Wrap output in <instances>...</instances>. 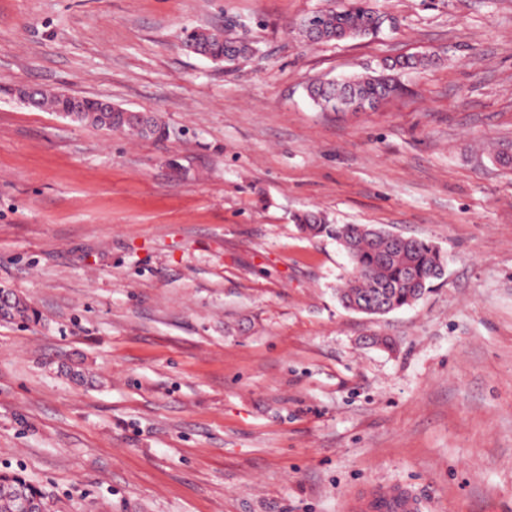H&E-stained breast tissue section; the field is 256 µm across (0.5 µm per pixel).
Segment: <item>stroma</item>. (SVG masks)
Wrapping results in <instances>:
<instances>
[{
    "instance_id": "35a3bbf8",
    "label": "stroma",
    "mask_w": 512,
    "mask_h": 512,
    "mask_svg": "<svg viewBox=\"0 0 512 512\" xmlns=\"http://www.w3.org/2000/svg\"><path fill=\"white\" fill-rule=\"evenodd\" d=\"M345 0H0V473L54 512H512V0H372L373 37L311 44ZM256 54L183 46L220 27ZM398 56L402 95L317 108L307 85ZM30 84L155 113L167 138L81 127ZM433 241L444 280L344 308L342 247L295 224ZM393 350L363 344L369 333ZM47 90L45 87L37 86V87H26L20 88L17 90L18 98L23 101L25 104L33 107L36 102L41 101V96ZM60 94L55 98L47 99L45 98L41 101V109H51L54 112L62 103L61 99L65 97L63 92L59 91ZM36 312L25 299L19 295L0 291V320L20 319L22 321L34 320ZM351 508L354 512H415L418 505L402 488L373 486L359 493Z\"/></svg>"
}]
</instances>
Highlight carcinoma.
I'll return each instance as SVG.
<instances>
[{
    "instance_id": "1",
    "label": "carcinoma",
    "mask_w": 512,
    "mask_h": 512,
    "mask_svg": "<svg viewBox=\"0 0 512 512\" xmlns=\"http://www.w3.org/2000/svg\"><path fill=\"white\" fill-rule=\"evenodd\" d=\"M318 24L310 29L300 23V30L311 43L367 38L376 35L388 21L387 15L375 9L370 0H349L342 8L329 7L317 12ZM235 22L224 28H196L189 32L185 47L198 55L221 59L225 63L250 57L253 46L243 38L231 35ZM425 64L424 59L400 56L383 60L379 70L348 80L312 83L307 93L320 109L348 105V98L364 99L376 105L395 94L397 75ZM106 120L91 115L74 121L112 132L122 124V114L108 112ZM300 229L313 236L335 239L348 253L352 270L344 287L338 289L347 308L355 306L368 315H384L409 307L419 301L437 280L443 279L448 256L431 241L412 237L393 238L391 234L367 224H328L326 217L305 211L294 216ZM29 321L36 312L22 297L0 291V319ZM37 503L39 512H52L50 495L30 480L18 475L0 473V512H17L18 493Z\"/></svg>"
}]
</instances>
